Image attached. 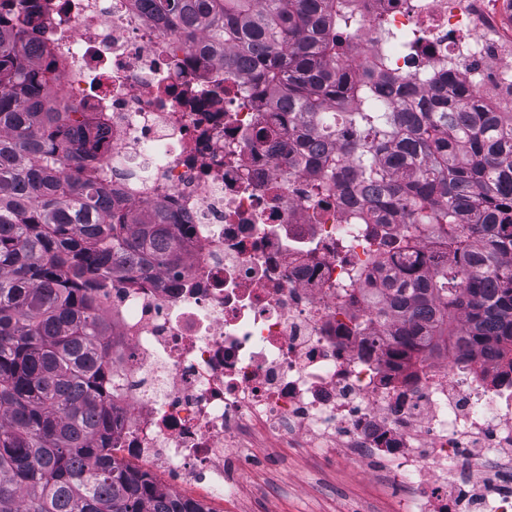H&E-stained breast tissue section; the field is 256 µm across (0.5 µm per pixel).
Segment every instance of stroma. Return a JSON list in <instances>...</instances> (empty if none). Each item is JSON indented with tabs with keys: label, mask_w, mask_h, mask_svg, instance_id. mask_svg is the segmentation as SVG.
<instances>
[{
	"label": "stroma",
	"mask_w": 512,
	"mask_h": 512,
	"mask_svg": "<svg viewBox=\"0 0 512 512\" xmlns=\"http://www.w3.org/2000/svg\"><path fill=\"white\" fill-rule=\"evenodd\" d=\"M257 455L246 512H393L396 506L389 480L371 465L326 464L313 449L276 441L264 442Z\"/></svg>",
	"instance_id": "stroma-1"
}]
</instances>
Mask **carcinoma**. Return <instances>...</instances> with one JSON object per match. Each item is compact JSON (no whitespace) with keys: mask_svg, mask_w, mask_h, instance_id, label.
Masks as SVG:
<instances>
[{"mask_svg":"<svg viewBox=\"0 0 512 512\" xmlns=\"http://www.w3.org/2000/svg\"><path fill=\"white\" fill-rule=\"evenodd\" d=\"M202 52L246 72L303 165L313 195L343 194L355 224L400 214L448 240L421 254L368 232L377 262L403 272L387 309L404 351L459 349L472 368L493 354L512 371V113L482 111L443 70L421 97L376 49L358 75L343 60L352 0H147ZM51 0H0V512H212L158 487L112 454V394L98 289L117 272L182 260L173 225L151 206L112 204L97 146L62 111L64 62L31 57L32 21Z\"/></svg>","mask_w":512,"mask_h":512,"instance_id":"carcinoma-1","label":"carcinoma"}]
</instances>
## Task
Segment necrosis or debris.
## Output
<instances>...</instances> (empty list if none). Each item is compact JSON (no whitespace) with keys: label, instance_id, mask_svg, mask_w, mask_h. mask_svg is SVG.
Listing matches in <instances>:
<instances>
[{"label":"necrosis or debris","instance_id":"obj_1","mask_svg":"<svg viewBox=\"0 0 512 512\" xmlns=\"http://www.w3.org/2000/svg\"><path fill=\"white\" fill-rule=\"evenodd\" d=\"M33 51L66 62L60 99L105 116L100 173L116 201L162 207L183 264L100 290L114 334L113 451L171 494L239 504L263 441H298L385 467L399 512H512V371L397 354L371 298L362 227L314 200L287 135L250 80L188 49L145 0H54ZM345 61L377 47L425 92L455 71L487 107L512 112V38L494 0H358ZM424 39L415 64L382 46L377 17Z\"/></svg>","mask_w":512,"mask_h":512}]
</instances>
